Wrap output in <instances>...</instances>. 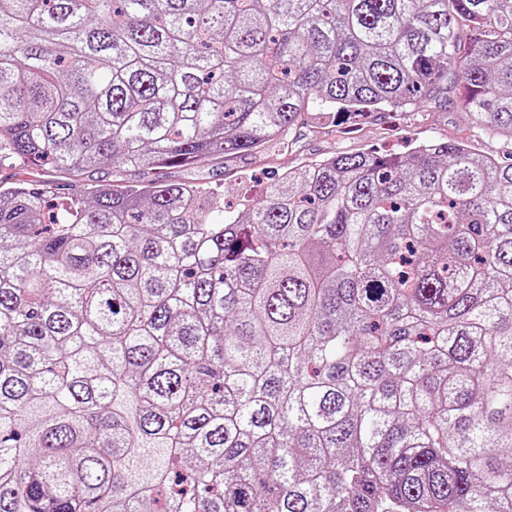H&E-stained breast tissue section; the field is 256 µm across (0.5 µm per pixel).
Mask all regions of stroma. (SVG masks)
<instances>
[{
  "instance_id": "obj_1",
  "label": "stroma",
  "mask_w": 512,
  "mask_h": 512,
  "mask_svg": "<svg viewBox=\"0 0 512 512\" xmlns=\"http://www.w3.org/2000/svg\"><path fill=\"white\" fill-rule=\"evenodd\" d=\"M424 140L466 141L483 155L512 151V142L486 137L461 106L448 83H441L420 107L410 112H374L360 117L340 114L333 118L305 116L288 145L265 144L224 162L210 159L180 169H159L154 179L191 181L218 189L232 200L247 192L261 196L269 178L339 152L375 151L402 154Z\"/></svg>"
}]
</instances>
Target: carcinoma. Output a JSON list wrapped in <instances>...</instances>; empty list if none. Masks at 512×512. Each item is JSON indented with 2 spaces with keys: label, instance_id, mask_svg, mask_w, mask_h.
<instances>
[{
  "label": "carcinoma",
  "instance_id": "carcinoma-1",
  "mask_svg": "<svg viewBox=\"0 0 512 512\" xmlns=\"http://www.w3.org/2000/svg\"><path fill=\"white\" fill-rule=\"evenodd\" d=\"M512 141V0H0V512H512V162L82 184L404 111ZM32 179H50L57 182L66 181L65 177L52 171L48 166L36 167L22 162H17L13 166H4L0 168V186H15Z\"/></svg>",
  "mask_w": 512,
  "mask_h": 512
}]
</instances>
